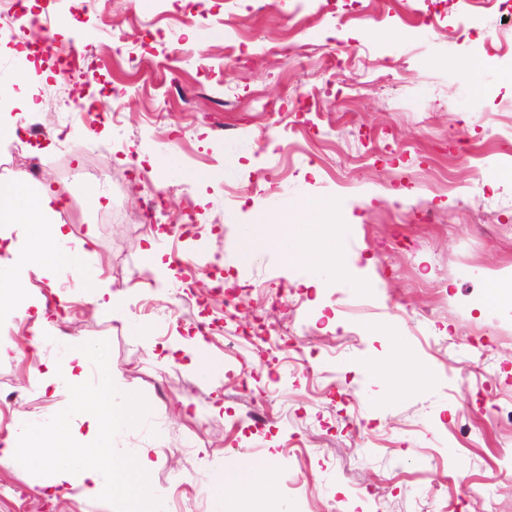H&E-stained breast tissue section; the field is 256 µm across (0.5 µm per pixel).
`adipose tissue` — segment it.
<instances>
[{
  "label": "adipose tissue",
  "instance_id": "obj_1",
  "mask_svg": "<svg viewBox=\"0 0 512 512\" xmlns=\"http://www.w3.org/2000/svg\"><path fill=\"white\" fill-rule=\"evenodd\" d=\"M63 204L62 192L49 184L33 192L28 191L22 177L0 184V249L14 256L8 272L0 274L1 304L25 298L30 269L49 272L61 260L58 245L71 241L66 225L55 220ZM335 209V204L326 200L306 199L262 216L260 225L247 226L243 231L241 262H252L262 250H275L303 262L310 285H324L338 248ZM264 223L275 225V232L262 235L260 226ZM5 224L27 226L26 249H19L11 236L2 232ZM90 375L95 378L91 387L85 384ZM113 376L107 354L99 347H75L64 360L48 362L41 387L63 400H76L79 418L87 425L83 444L75 446L67 435L69 413L45 420H33L22 413L16 432L0 447V461L48 473L45 488L71 485L84 501L100 506L103 512H115L117 506L137 501L149 502L152 512H166L164 501L150 482L154 466L151 449L121 457L112 447L114 436L139 423L145 411L136 395L116 396ZM273 486L272 467L259 466L246 455L215 457L208 479L212 512H250L254 500H270Z\"/></svg>",
  "mask_w": 512,
  "mask_h": 512
}]
</instances>
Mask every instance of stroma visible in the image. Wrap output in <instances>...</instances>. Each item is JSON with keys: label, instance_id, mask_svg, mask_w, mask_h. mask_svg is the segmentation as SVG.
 Instances as JSON below:
<instances>
[{"label": "stroma", "instance_id": "obj_1", "mask_svg": "<svg viewBox=\"0 0 512 512\" xmlns=\"http://www.w3.org/2000/svg\"><path fill=\"white\" fill-rule=\"evenodd\" d=\"M61 20L40 54L39 111L12 109L22 129L0 140V182L27 170L66 206L57 220L75 238L96 239L51 277L30 273L32 296L67 306L41 355L25 353L33 321L0 307V428L18 413L47 418L65 402L40 394L50 359L73 344L104 347L116 394L146 406L141 425L114 441L130 455L155 448L150 481L169 512H211L209 464L245 454L273 463L276 499L288 512H335L339 497L359 512H483L478 487L493 489L495 512H512V304L482 308L486 285L512 290V82L485 52L512 57V18L487 0H382L375 16L338 25L326 0H199L192 23L172 0H38ZM95 48V67L77 94L107 115L84 127L56 85L58 53ZM231 175H224L225 167ZM108 178H99V171ZM209 170L201 185L189 171ZM459 188L448 191L444 172ZM163 204L147 210V197ZM305 197L341 203V263L355 276L317 288L308 271L276 251L239 261L244 225ZM197 214L191 237L166 238L163 267L146 270L152 232ZM223 270L238 307L210 315L208 336L247 385L199 376L184 353L153 358L131 336L138 319L157 343L194 335L198 308L177 296L173 255ZM100 271L98 285L122 291L114 314L89 308L75 267ZM368 301L355 315L346 307ZM272 323L292 332L281 350L241 338ZM431 364L433 377L410 373ZM191 411L175 415L181 402ZM26 469L0 463V512L25 487L27 512H95L71 487L51 497Z\"/></svg>", "mask_w": 512, "mask_h": 512}]
</instances>
